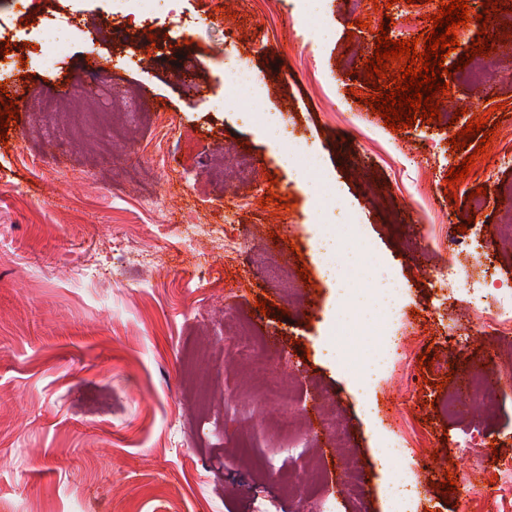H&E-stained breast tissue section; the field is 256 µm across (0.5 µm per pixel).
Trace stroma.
Listing matches in <instances>:
<instances>
[{"instance_id": "stroma-1", "label": "stroma", "mask_w": 512, "mask_h": 512, "mask_svg": "<svg viewBox=\"0 0 512 512\" xmlns=\"http://www.w3.org/2000/svg\"><path fill=\"white\" fill-rule=\"evenodd\" d=\"M224 3L232 16L220 22L205 0H179L183 24L174 28L158 14L112 16L110 0H99L114 36H138L146 64L129 65L109 43L87 38L73 41L63 69L50 72L29 56L18 0H0V41L10 43L15 75L0 102L55 94L76 75L91 81L94 58L105 67L100 82L149 90L171 124L159 158L143 122L112 149L104 128L84 142L67 133L46 141L25 138L27 113L8 123L0 142V504L11 503V512H385L389 479L337 352L331 278L315 250L316 233L348 223L361 225L363 237L346 247L365 254L348 266V288L369 299L382 280L404 290L392 326L347 324L364 358L377 353V329L403 343L374 376L370 398L392 435L416 437L431 457V474L408 485L413 512H471L480 474L456 442L481 422L485 466L512 465V383L492 391L480 416L445 413L442 403L454 388L450 374L479 369L489 350L512 374V342L492 327L494 298L471 316L462 286L439 283L458 255L426 242L454 232L495 270V287H512V201L495 195L512 185V139L494 137L444 218L416 190L443 197L448 171L475 149L449 144L468 120L485 113L512 129V36L488 20L487 34L504 38L503 66L477 91L456 63L478 28L458 29L446 57L456 72L440 103L450 115L466 109L456 124L418 120L393 130L378 115L371 132L360 119L374 92L363 62L375 54L381 21L392 18L390 39H412L440 0H362L355 12L346 0H321L327 27L309 44L287 35L289 0L274 9L267 0ZM157 34L164 43L156 47ZM228 63L265 79L264 104L241 97L212 110ZM181 66L195 71L194 82L176 77ZM286 129L317 151L314 175L282 164ZM219 152L255 158L257 180H210L204 164ZM480 187L488 194L478 211L468 195ZM143 188L165 197L162 211H143ZM328 190L334 204L324 210ZM270 193L289 208L267 201ZM188 216L226 226L240 251L228 256L206 240L186 249ZM144 250L156 267L142 266ZM201 265L223 279V291L199 279ZM302 267L310 279L288 300L280 273ZM264 300L271 306L262 314L256 304ZM250 316L256 335L273 344L231 362L230 327ZM427 352L434 365L424 370ZM273 376L293 389L294 414L306 419L303 453L290 450L279 411L261 406ZM326 407L341 416L345 454L321 430ZM351 468L364 478L355 505L342 493ZM448 476L456 486L445 495L439 485Z\"/></svg>"}]
</instances>
